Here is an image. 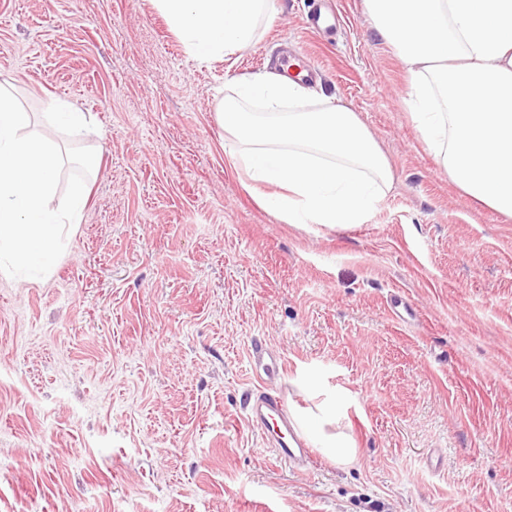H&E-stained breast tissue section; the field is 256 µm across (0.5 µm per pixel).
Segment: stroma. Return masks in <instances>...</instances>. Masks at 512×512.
I'll return each instance as SVG.
<instances>
[{
  "mask_svg": "<svg viewBox=\"0 0 512 512\" xmlns=\"http://www.w3.org/2000/svg\"><path fill=\"white\" fill-rule=\"evenodd\" d=\"M307 5L275 0L206 65L152 0H0V83L65 148L48 103L92 113L101 156L53 271L0 273V512H512V220L423 143L363 0L322 37ZM302 49L310 95L356 112L393 171L345 229L261 208L215 119L228 79ZM256 338L283 399L300 367L348 391L356 463L277 462L243 409Z\"/></svg>",
  "mask_w": 512,
  "mask_h": 512,
  "instance_id": "obj_1",
  "label": "stroma"
}]
</instances>
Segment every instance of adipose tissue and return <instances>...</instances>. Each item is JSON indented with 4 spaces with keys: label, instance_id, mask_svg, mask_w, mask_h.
<instances>
[{
    "label": "adipose tissue",
    "instance_id": "1",
    "mask_svg": "<svg viewBox=\"0 0 512 512\" xmlns=\"http://www.w3.org/2000/svg\"><path fill=\"white\" fill-rule=\"evenodd\" d=\"M187 52L201 62L255 41L273 0H153ZM381 36L406 66L412 120L467 196L512 218V0H364ZM347 395L293 411L308 444L339 466L352 438L333 432Z\"/></svg>",
    "mask_w": 512,
    "mask_h": 512
}]
</instances>
